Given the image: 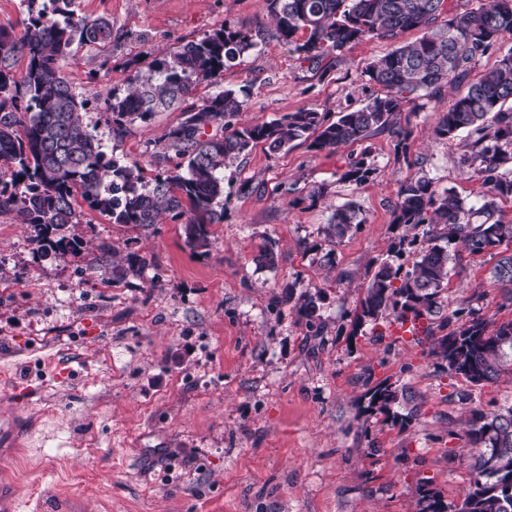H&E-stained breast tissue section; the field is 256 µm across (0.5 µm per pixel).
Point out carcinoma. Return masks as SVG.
Instances as JSON below:
<instances>
[{
    "label": "carcinoma",
    "mask_w": 512,
    "mask_h": 512,
    "mask_svg": "<svg viewBox=\"0 0 512 512\" xmlns=\"http://www.w3.org/2000/svg\"><path fill=\"white\" fill-rule=\"evenodd\" d=\"M274 26L249 31L220 28L198 41L188 42L154 60L150 73L138 76L122 96H112L108 110L113 130L137 119L146 122L158 112L180 111L178 125L166 132L163 150L174 151L183 162L149 181L141 168L120 163L83 121L85 101L65 78L61 63L79 40L104 47L112 43V24L89 20L71 9L73 0H51L53 21L40 11L29 16L21 37L0 29V159L15 165L9 182L0 180V213H16L33 229L41 248L79 251L80 214L77 199L109 217L114 224L145 230L169 213L190 217L184 225L186 242L206 251L212 244L211 227L222 215L214 209L224 196V169L262 143L272 154L299 141L322 150L363 142L388 132L395 147L407 153L409 131L395 117L423 97L435 98L447 86L460 89L443 115L437 136L453 139L465 131L468 150L459 166L481 181V203L468 205L451 188H438L426 177L409 176L400 182L392 223L426 227L422 239L401 238L392 245V257L373 263L374 272L356 312V321H377L386 313L395 321L423 323L422 336L448 365V375L473 385L498 378L505 350L512 351V321L490 327L481 309H469L451 332L436 336L440 295L452 271L460 268L461 251L482 254L512 242V220L507 221L499 201L512 198V49L481 75L478 62L512 36V0L488 4L443 18L444 0H268ZM424 35L399 45L370 62L363 70L383 94L365 106L341 112L331 121L324 112L301 109L262 125L231 128L244 100L224 90L200 105L189 102L201 80L216 81L258 44L275 39L297 53L300 63L327 71L346 49L367 38L395 42L410 29ZM303 33L305 40L297 35ZM24 52L25 72H13L17 53ZM375 169L367 155L353 159L341 179L365 183ZM365 222L360 207L349 202L333 212L325 238L335 244ZM412 250L411 264L399 262ZM493 278L512 300V254L501 256ZM399 402L392 386L380 383L370 390L369 408L396 419L391 406ZM467 444L473 478L460 512H512V405L487 414L469 410ZM419 512H454L441 493L427 484L419 488Z\"/></svg>",
    "instance_id": "carcinoma-1"
}]
</instances>
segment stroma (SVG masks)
I'll return each mask as SVG.
<instances>
[{"instance_id": "obj_1", "label": "stroma", "mask_w": 512, "mask_h": 512, "mask_svg": "<svg viewBox=\"0 0 512 512\" xmlns=\"http://www.w3.org/2000/svg\"><path fill=\"white\" fill-rule=\"evenodd\" d=\"M90 19L111 22L105 47L73 42L62 71L87 100L84 121L109 153L158 171L160 139L180 112L112 130L106 101L148 74L154 54L215 29L268 24L267 0H74ZM391 43L366 39L327 72L300 64L270 39L244 53L220 83L198 82L191 100L219 89L241 92L237 126L301 109L338 115L367 104L379 86L365 66ZM455 94L420 99L399 124L410 132L397 152L388 133L336 151L298 144L269 154L256 144L224 171L223 219L208 251L185 242L184 221L148 230L82 209L78 253L43 254L26 225L0 213V370L28 387L0 383V420L18 431L0 443L8 512H417L430 483L460 502L470 485L460 395L485 412L512 403V376L472 385L452 378L430 342L395 341L392 319L356 322L372 262L407 234L393 224L399 183L424 176L468 204L480 184L458 159L465 136H436ZM367 156L363 184L342 180ZM326 194L311 200L312 187ZM356 202L365 224L328 243L332 211ZM145 257L121 283L98 246ZM267 248L275 267L258 265ZM333 251L335 267L321 262ZM491 253L463 254L441 294L442 311L481 308L490 324L512 321L492 277ZM318 298L308 327L298 308ZM401 393L397 420L367 411L379 383Z\"/></svg>"}]
</instances>
